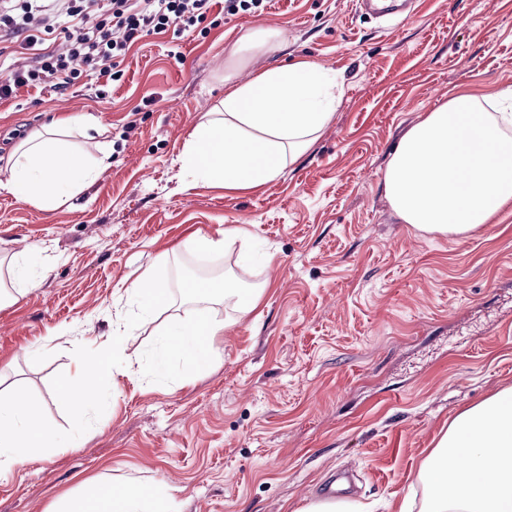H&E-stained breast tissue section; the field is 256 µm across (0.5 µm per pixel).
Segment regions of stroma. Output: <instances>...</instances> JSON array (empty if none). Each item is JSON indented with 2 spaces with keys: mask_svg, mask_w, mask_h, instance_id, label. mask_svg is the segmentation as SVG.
<instances>
[{
  "mask_svg": "<svg viewBox=\"0 0 512 512\" xmlns=\"http://www.w3.org/2000/svg\"><path fill=\"white\" fill-rule=\"evenodd\" d=\"M207 18L203 33L140 39L112 85L0 101L1 159L64 113L112 145L111 168L56 209L0 190V256L30 249L44 272L0 307V389L23 383L52 434L79 437L0 480V512H44L100 477L167 482L183 512H299L339 468L354 477L353 500L403 512L450 421L512 387V205L448 237L404 223L384 191L402 134L449 94L512 91V0H412L395 24L356 0H266L233 16L214 0ZM263 29L283 32L285 48L245 67L231 58L242 34ZM296 61L338 79L318 141L259 190L192 185L178 155L223 99L225 72L246 79ZM230 226L266 261L181 247ZM164 252L158 277L171 288L229 273L266 291L216 338L222 366L184 384L176 359L156 369L159 338L140 330L145 377H117L105 412L76 419L59 378L111 357L122 289ZM60 326L73 338L50 340Z\"/></svg>",
  "mask_w": 512,
  "mask_h": 512,
  "instance_id": "obj_1",
  "label": "stroma"
}]
</instances>
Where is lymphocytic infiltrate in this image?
I'll return each instance as SVG.
<instances>
[{
    "label": "lymphocytic infiltrate",
    "mask_w": 512,
    "mask_h": 512,
    "mask_svg": "<svg viewBox=\"0 0 512 512\" xmlns=\"http://www.w3.org/2000/svg\"><path fill=\"white\" fill-rule=\"evenodd\" d=\"M212 0H0V56L19 41L24 54L0 79V100L25 87L53 83L66 90L81 76L108 81L129 49L149 34L192 32ZM65 35L69 49L54 53L46 41Z\"/></svg>",
    "instance_id": "1"
}]
</instances>
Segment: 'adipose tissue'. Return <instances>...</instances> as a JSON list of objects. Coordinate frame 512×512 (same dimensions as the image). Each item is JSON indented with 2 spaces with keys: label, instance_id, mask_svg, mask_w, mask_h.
I'll use <instances>...</instances> for the list:
<instances>
[{
  "label": "adipose tissue",
  "instance_id": "obj_1",
  "mask_svg": "<svg viewBox=\"0 0 512 512\" xmlns=\"http://www.w3.org/2000/svg\"><path fill=\"white\" fill-rule=\"evenodd\" d=\"M335 81L321 66L302 61L268 68L254 78H224L222 100L206 113L179 159L199 183L248 191L284 174L320 138L339 100ZM79 117L57 119L33 129L11 150L0 171V189L16 198L55 208L95 182L111 165V149L89 157L72 149L69 136ZM512 98L482 102L456 93L412 125L386 167L384 190L395 213L417 229L457 237L470 234L512 204ZM239 247L240 258L254 247L238 227L222 238L194 234L183 249L223 254ZM264 285L246 286L232 277L195 284L196 305L221 303L240 314L258 303ZM137 312L112 338V353L125 357L142 325L154 327L165 357L180 359V378L190 381L220 363L213 342L226 321L189 315L157 322L172 290L147 270L124 290ZM113 375L109 361L78 366L62 378L58 394L84 415L100 408L102 388ZM57 442L23 386L0 391V479L16 465L33 462ZM420 479L426 493L420 512H512V389L498 391L460 412L425 460ZM46 512H183V504L163 481H128L115 488L100 481L54 500Z\"/></svg>",
  "mask_w": 512,
  "mask_h": 512
}]
</instances>
